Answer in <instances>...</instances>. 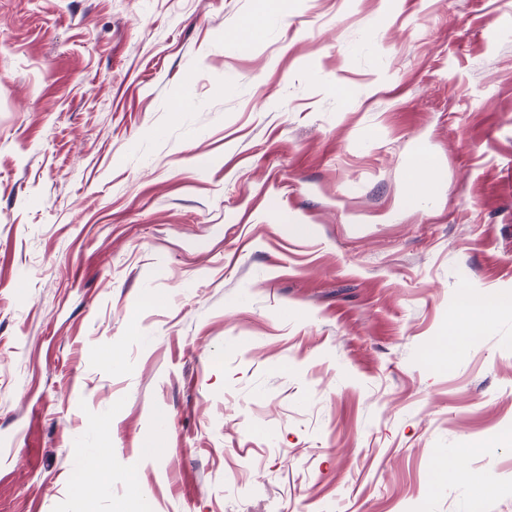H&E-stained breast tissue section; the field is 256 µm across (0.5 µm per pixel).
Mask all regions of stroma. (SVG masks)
<instances>
[{"label":"stroma","instance_id":"1","mask_svg":"<svg viewBox=\"0 0 512 512\" xmlns=\"http://www.w3.org/2000/svg\"><path fill=\"white\" fill-rule=\"evenodd\" d=\"M464 288L512 0H0V512H512V310L428 355Z\"/></svg>","mask_w":512,"mask_h":512}]
</instances>
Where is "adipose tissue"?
Wrapping results in <instances>:
<instances>
[{
  "mask_svg": "<svg viewBox=\"0 0 512 512\" xmlns=\"http://www.w3.org/2000/svg\"><path fill=\"white\" fill-rule=\"evenodd\" d=\"M512 309V293H483L469 289L461 290L457 307L452 317L450 336L445 343L433 349L439 359L450 358L455 343L477 335L486 320L495 312Z\"/></svg>",
  "mask_w": 512,
  "mask_h": 512,
  "instance_id": "obj_1",
  "label": "adipose tissue"
}]
</instances>
